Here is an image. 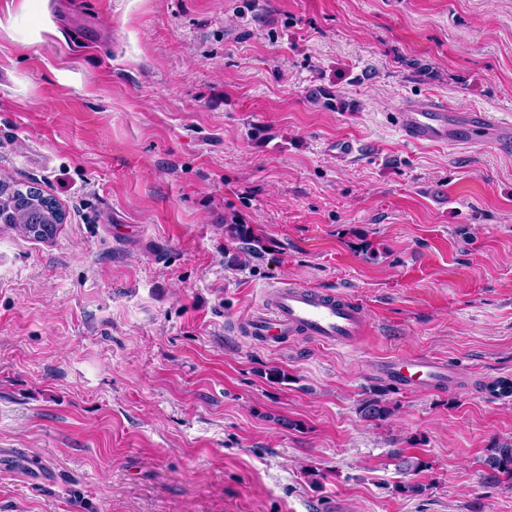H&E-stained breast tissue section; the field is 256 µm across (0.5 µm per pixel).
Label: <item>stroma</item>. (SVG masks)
Listing matches in <instances>:
<instances>
[{"mask_svg":"<svg viewBox=\"0 0 512 512\" xmlns=\"http://www.w3.org/2000/svg\"><path fill=\"white\" fill-rule=\"evenodd\" d=\"M433 99L512 122V0H0V177L65 213L0 224V512H512L479 393L512 381V149L407 141ZM288 282L366 335L240 333ZM309 98L314 101H322V103L338 111H350L353 108V103L346 100L344 97L330 90L326 87H318L309 92ZM228 231L231 235L242 242L241 252L249 257L260 255L263 252L262 242L251 235L242 224H230ZM384 375L404 388L440 389L448 384V365L424 358L394 357L382 365ZM358 411L366 420L382 421L391 413V408L382 398L369 397L363 400Z\"/></svg>","mask_w":512,"mask_h":512,"instance_id":"obj_1","label":"stroma"}]
</instances>
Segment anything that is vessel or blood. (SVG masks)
I'll list each match as a JSON object with an SVG mask.
<instances>
[{
  "mask_svg": "<svg viewBox=\"0 0 512 512\" xmlns=\"http://www.w3.org/2000/svg\"><path fill=\"white\" fill-rule=\"evenodd\" d=\"M403 137L416 144H471L474 135H492L500 148L512 146V124L497 121L490 113H457L446 103L430 101L426 106L405 105L395 114ZM368 321L363 308L334 291L286 283L266 297L262 313L242 322V331L277 347L288 337L305 336L325 344L348 345L364 336ZM382 370L404 388L438 389L450 376L448 365L424 358H392Z\"/></svg>",
  "mask_w": 512,
  "mask_h": 512,
  "instance_id": "b4317fda",
  "label": "vessel or blood"
}]
</instances>
